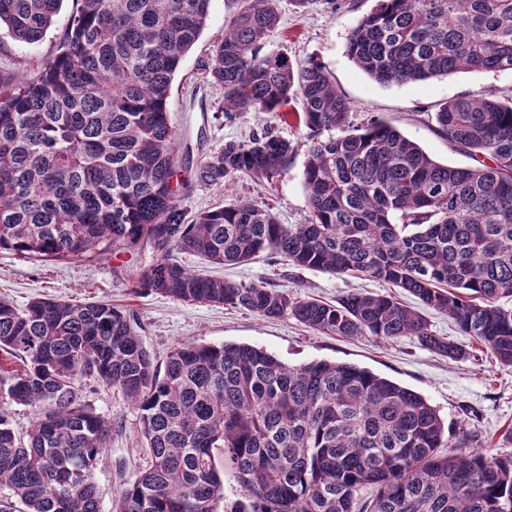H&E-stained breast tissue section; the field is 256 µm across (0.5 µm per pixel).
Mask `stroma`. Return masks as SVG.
Segmentation results:
<instances>
[{"label":"stroma","instance_id":"obj_1","mask_svg":"<svg viewBox=\"0 0 512 512\" xmlns=\"http://www.w3.org/2000/svg\"><path fill=\"white\" fill-rule=\"evenodd\" d=\"M375 6V0H336L335 9L314 0L297 9L292 0H281L280 21L265 39V48L284 53L301 66L321 62L334 78L336 89L352 106L353 126L382 119L417 142L437 162L469 165V158L451 149L436 131L438 106L460 95L487 96L512 90V71L473 70L408 84L381 85L359 70L346 50L351 30ZM74 0H64L54 26L37 43L16 41L0 34V74L32 72L50 60L75 10ZM235 9L233 0H212L208 24L185 57L175 76L168 112L181 145L191 149L192 165L178 168V179L188 189L182 206L189 215L229 204L240 197L272 207L279 223H302L309 211L303 190L305 153L300 146L308 131L294 120H280L277 113H247L221 118L222 91L206 82L202 67L224 35V21ZM274 128L296 144L298 151L288 169L273 180L255 183L239 179L218 189L200 185L194 165L229 140L247 137L263 128ZM148 252H126L100 262L72 261L46 264L24 261L0 250V298L17 307L36 297L52 296L75 304L105 301L134 311L143 324V341L155 364L180 343H249L275 354L291 365L312 361L353 364L410 388L436 407L449 432L465 428L474 432L484 452L503 453L501 434L512 428V367L497 364L475 339L461 335L448 317L429 313L433 331L462 344L467 358L451 361L420 346L410 337L375 340L346 338L313 332L293 318L267 319L224 305L183 302L134 290L136 270L150 263ZM220 276L263 284L300 298L334 301L348 291L385 292V285L363 277L329 271L306 270L281 259L260 254L244 265L221 268ZM81 395L98 413L119 422L95 471L104 508H111L120 485L136 479L147 462L146 441L140 432L137 410L106 383L83 382Z\"/></svg>","mask_w":512,"mask_h":512}]
</instances>
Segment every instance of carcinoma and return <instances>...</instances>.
Returning <instances> with one entry per match:
<instances>
[{
  "label": "carcinoma",
  "mask_w": 512,
  "mask_h": 512,
  "mask_svg": "<svg viewBox=\"0 0 512 512\" xmlns=\"http://www.w3.org/2000/svg\"><path fill=\"white\" fill-rule=\"evenodd\" d=\"M235 2L204 79L223 90L228 119L300 103L306 221L281 224L249 199L192 218L181 206L167 102L211 0H76L50 61L0 74V250L60 263L147 248L139 293L291 317L333 336H412L440 357H467L390 293L302 299L192 270L179 255L223 267L266 252L356 272L448 316L512 367V310L499 304L512 296V93L441 104L438 133L473 161L441 164L383 120L351 125L322 63L296 68L263 52L280 0ZM62 4L0 0V27L36 43ZM347 53L382 85L512 71V0H376ZM297 150L268 129L229 140L196 181H269ZM140 331L111 304L0 299V351L22 363H0V512H103L95 471L112 422L83 401L88 379L135 406L150 456L111 512H217L227 467L235 512H512V453L474 450L466 430L445 438L437 410L407 387L351 364L289 366L247 343L179 344L161 368ZM14 404L34 411L24 436Z\"/></svg>",
  "instance_id": "carcinoma-1"
}]
</instances>
